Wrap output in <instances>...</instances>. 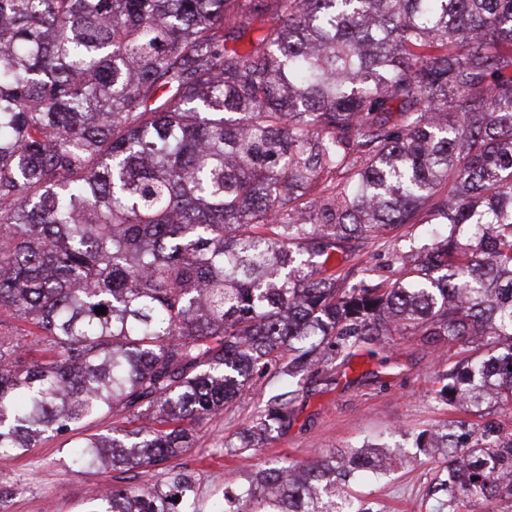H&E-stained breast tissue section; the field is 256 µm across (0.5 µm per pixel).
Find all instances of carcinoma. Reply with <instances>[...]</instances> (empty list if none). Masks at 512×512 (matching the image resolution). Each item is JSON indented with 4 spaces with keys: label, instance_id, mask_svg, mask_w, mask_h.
<instances>
[{
    "label": "carcinoma",
    "instance_id": "carcinoma-1",
    "mask_svg": "<svg viewBox=\"0 0 512 512\" xmlns=\"http://www.w3.org/2000/svg\"><path fill=\"white\" fill-rule=\"evenodd\" d=\"M243 2L0 0L1 458L122 416L70 465L156 468L277 365L268 439L294 380L394 331L479 340L439 396L512 410V0ZM399 224L424 261L347 286L346 242ZM416 447L441 509L512 503V433ZM399 460L270 465L212 512H372L344 485ZM82 512L202 508L169 467Z\"/></svg>",
    "mask_w": 512,
    "mask_h": 512
}]
</instances>
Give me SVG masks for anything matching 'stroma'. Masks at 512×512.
<instances>
[{
    "label": "stroma",
    "mask_w": 512,
    "mask_h": 512,
    "mask_svg": "<svg viewBox=\"0 0 512 512\" xmlns=\"http://www.w3.org/2000/svg\"><path fill=\"white\" fill-rule=\"evenodd\" d=\"M421 231V225L402 224L388 229L379 240H350L349 283H358L361 267L370 265L398 278L401 264L395 254L412 244L423 245ZM475 354L471 345L429 344L401 332L381 343H363L349 367L301 381L288 428L255 447L240 449L241 433L282 387L277 374H268L221 414L197 427L191 448L175 463L195 473L208 505L222 498L228 483L269 462L303 465L329 453L354 451L364 440L376 439L400 445L403 460L385 473H366L349 484V493L368 502L374 512H436L437 503L428 489L439 466L414 448L415 435L459 419L476 431L490 421L512 431L510 411L484 406L468 412L438 398L443 373ZM64 446V439L54 438L24 456L0 458V486L15 490L0 512H80L83 499L97 486L114 482L147 487L162 477L157 468L118 475L75 471L67 464Z\"/></svg>",
    "instance_id": "35a3bbf8"
}]
</instances>
